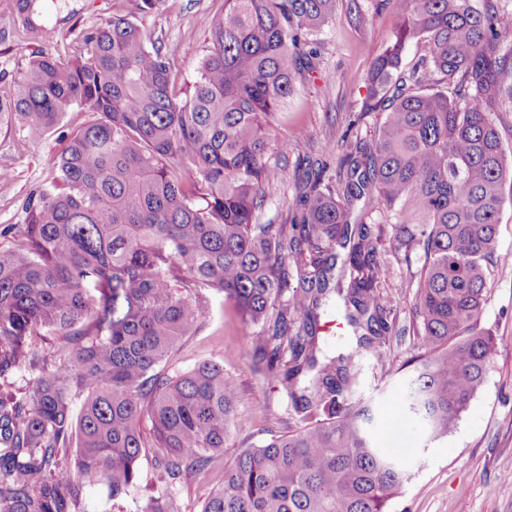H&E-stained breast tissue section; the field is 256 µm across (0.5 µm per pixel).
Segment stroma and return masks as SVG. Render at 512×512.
<instances>
[{"instance_id":"obj_1","label":"stroma","mask_w":512,"mask_h":512,"mask_svg":"<svg viewBox=\"0 0 512 512\" xmlns=\"http://www.w3.org/2000/svg\"><path fill=\"white\" fill-rule=\"evenodd\" d=\"M41 21L52 30L49 43L30 40L16 17L13 0H0V99L10 97L13 79L30 59L48 51L71 61L82 32L115 14L131 11L130 0H39ZM224 0H164L158 11L138 17L152 41L161 44L174 66L177 84L191 83L210 45L209 21ZM395 14L378 0H336L328 25L311 40L313 69L297 76V92L275 118L276 136L268 163L278 175L265 187L256 212L260 224H295L298 200L309 171L323 168L324 179L340 186L343 134L373 142L381 116L365 111L366 75L386 47ZM93 113L71 107L61 123L32 135L25 121L0 122V167L11 176L0 181V224H19L29 194L49 181L65 135L95 121ZM378 258L384 270L382 291L395 322L381 351L363 352L355 397L370 404L380 426L377 441L410 467L411 477L387 504V512H512V184L504 189L498 247L486 268L487 301L478 326L490 330L499 351L486 380L448 437L426 441L402 411L407 374L402 366L421 352L413 334L417 320L407 282L424 261L422 252L396 249L384 234ZM198 310L195 332L177 346L168 364L177 375L204 361L223 365L237 389L239 423L232 427L209 469L195 472L176 486L161 482L152 453L139 461V481L117 500L104 487L84 486L79 512H146L151 501L173 499L178 512H200L209 493L224 478V468L248 445L286 432L292 420L273 383L253 369L250 334L233 302L223 292L198 283L190 288Z\"/></svg>"}]
</instances>
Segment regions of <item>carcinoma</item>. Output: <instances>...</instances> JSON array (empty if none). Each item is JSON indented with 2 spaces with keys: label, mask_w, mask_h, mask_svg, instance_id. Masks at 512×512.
Returning a JSON list of instances; mask_svg holds the SVG:
<instances>
[{
  "label": "carcinoma",
  "mask_w": 512,
  "mask_h": 512,
  "mask_svg": "<svg viewBox=\"0 0 512 512\" xmlns=\"http://www.w3.org/2000/svg\"><path fill=\"white\" fill-rule=\"evenodd\" d=\"M36 2L15 0V11L29 38L45 41ZM381 2L398 22L366 76V111H386L375 144L344 138L343 192L313 172L291 226L255 223L276 176L273 118L311 69L306 47L336 0H224L197 75L180 88L162 48L116 15L81 34L75 61L35 56L0 99V120L18 115L34 131L71 106L100 115L68 137L49 183L26 199L24 223L0 225V512H78L85 483L118 498L137 482L144 448L160 449L169 486L224 452L236 419L224 368L162 367L195 331L181 290L199 280L259 327L254 368L295 420L243 449L201 512H386L410 472L378 447L373 410L354 400L355 359L395 329L380 289L383 229L351 222L363 198L389 209L397 248L424 256L409 282L424 354L408 416L433 441L457 425L497 353L477 323L512 182L494 120L512 106V26L492 0ZM421 39L430 62L403 69L406 46ZM335 305L356 346L330 356L320 328ZM47 335L67 345L53 363L35 346ZM21 373L28 385L12 388ZM74 392L85 394L76 416ZM72 447L79 484L64 475L61 452Z\"/></svg>",
  "instance_id": "cac0c4a2"
}]
</instances>
